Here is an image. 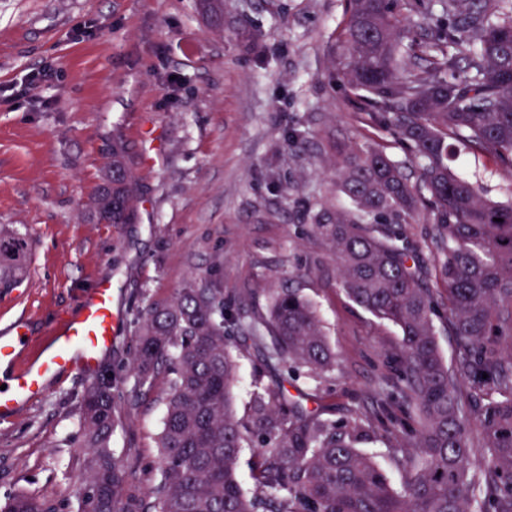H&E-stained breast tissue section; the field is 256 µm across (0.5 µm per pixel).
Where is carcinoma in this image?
Returning a JSON list of instances; mask_svg holds the SVG:
<instances>
[{
  "mask_svg": "<svg viewBox=\"0 0 512 512\" xmlns=\"http://www.w3.org/2000/svg\"><path fill=\"white\" fill-rule=\"evenodd\" d=\"M443 8L447 21L435 39L419 43L392 0H351L341 32L344 77L365 92L372 122L394 127L415 152L420 171L411 181L379 144L347 154L334 169L352 209L311 216L314 235L334 251L347 297L401 331L399 382L381 395L409 409L414 423L386 415L384 432L408 435L413 448L402 489L358 449L381 434L324 417L321 403L308 413L286 402L283 388L258 380L250 423L237 415L235 350L258 348L268 367L294 379L320 381L336 371L314 304L282 288L270 295L268 316H238L223 288L191 278L139 319L135 388L168 376L156 476L142 512H512V202L484 199L448 166L454 138L512 175V0H444ZM413 57L422 64L410 66ZM136 198L126 145L114 140L94 215L133 224ZM422 207L435 225L447 284L457 346L451 368L436 340L438 305L401 228ZM29 249L24 235L0 228V288L23 280ZM113 388L93 383L81 403L80 512H121L123 474L110 452ZM474 423L478 447L469 439ZM246 446L257 448L250 494L237 474ZM0 512L52 508L18 494Z\"/></svg>",
  "mask_w": 512,
  "mask_h": 512,
  "instance_id": "obj_1",
  "label": "carcinoma"
}]
</instances>
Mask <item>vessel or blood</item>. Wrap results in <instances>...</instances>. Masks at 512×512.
<instances>
[{
  "mask_svg": "<svg viewBox=\"0 0 512 512\" xmlns=\"http://www.w3.org/2000/svg\"><path fill=\"white\" fill-rule=\"evenodd\" d=\"M118 320L111 284H99L53 331L50 347L21 366L16 359L26 331L23 325H13L0 337V366L11 368L5 389H0V415L26 407L45 392L48 380L57 374L95 375L101 356L112 347Z\"/></svg>",
  "mask_w": 512,
  "mask_h": 512,
  "instance_id": "b4317fda",
  "label": "vessel or blood"
}]
</instances>
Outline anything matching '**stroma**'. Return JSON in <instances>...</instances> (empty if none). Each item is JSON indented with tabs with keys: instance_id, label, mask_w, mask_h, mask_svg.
I'll list each match as a JSON object with an SVG mask.
<instances>
[{
	"instance_id": "obj_1",
	"label": "stroma",
	"mask_w": 512,
	"mask_h": 512,
	"mask_svg": "<svg viewBox=\"0 0 512 512\" xmlns=\"http://www.w3.org/2000/svg\"><path fill=\"white\" fill-rule=\"evenodd\" d=\"M349 0H224L211 26L197 0H0V87L29 73L54 78L37 97L0 95V225L31 244L29 272L0 288V331L23 322L27 361L103 280L120 310L101 360L120 387L112 453L124 472L125 512H141L155 476L167 378L137 392L126 363L138 315L169 301L191 275L217 282L224 302L266 312L273 290L297 288L316 303L341 366L323 384L328 415L373 420L378 390L396 379L400 332L352 303L336 258L311 232L313 210L345 208L333 165L337 145L382 144L417 172L388 127L368 122L336 50ZM128 148L138 219L104 224L88 204ZM453 171L494 202L512 201V178L493 157L462 152ZM403 229L424 267L423 284L447 303L435 258L436 230L423 214ZM234 391L245 411L254 379L271 384L258 352L240 358ZM91 383L69 373L21 412L0 416V500L24 490L55 512H77L79 402ZM406 436L365 444L395 486L406 474Z\"/></svg>"
}]
</instances>
